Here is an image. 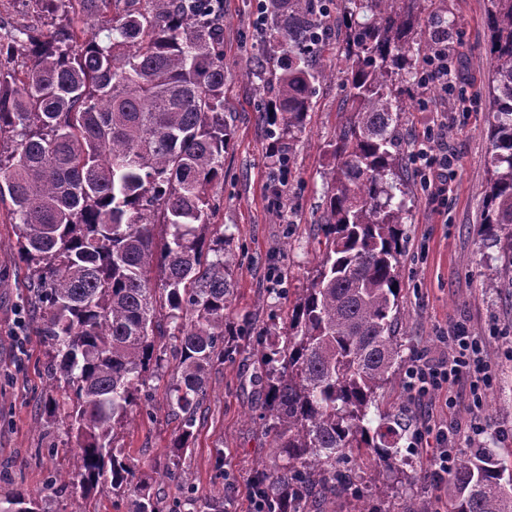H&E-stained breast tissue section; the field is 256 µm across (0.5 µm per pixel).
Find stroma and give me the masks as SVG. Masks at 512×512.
<instances>
[{
	"mask_svg": "<svg viewBox=\"0 0 512 512\" xmlns=\"http://www.w3.org/2000/svg\"><path fill=\"white\" fill-rule=\"evenodd\" d=\"M256 5L257 0H224V97L234 136L224 154V180L212 195L215 231L231 237L238 258L231 319L235 327L259 332L284 329L322 254L324 172L332 161L330 145L345 97L344 64L331 50L324 60L332 75L316 86L313 110L294 141L288 183L278 187L269 154L266 96L250 73ZM486 13L487 0H434L423 13V36L447 32L448 62L458 77L445 97L437 88L415 85L411 107L401 115L406 151L434 129L446 137L454 158L444 204L432 200L416 166L408 168L413 207L401 268L404 353L413 360L447 358L450 347L438 336L461 323L481 342L492 377L477 406L465 382L417 398L398 374L381 390V409L409 410L421 442L408 457L421 472L433 468L429 450L441 430L455 450L488 446L496 449L503 466L512 468V288L489 285L501 262L483 224L490 167ZM0 20L37 32L68 24L65 16L48 13L41 0L21 7L0 0ZM16 238L11 205L0 202V495L21 486L42 495L46 512H126L125 506H113L108 495L88 497L76 486L59 494L44 488L48 472L67 468L70 439L66 424L43 412L44 401L57 391L45 373L51 353L21 302L31 272L17 256ZM252 372L239 356L211 372L208 397L183 462L193 486L190 512H210L213 497L228 480L233 483L228 512H249L254 473L272 453L270 436L253 416ZM166 385V380H152L151 415H138L119 430L116 443L127 448L136 475L150 476L168 504L181 491L154 477L151 469L178 425L164 400ZM477 422L484 425L483 433L474 432Z\"/></svg>",
	"mask_w": 512,
	"mask_h": 512,
	"instance_id": "obj_1",
	"label": "stroma"
}]
</instances>
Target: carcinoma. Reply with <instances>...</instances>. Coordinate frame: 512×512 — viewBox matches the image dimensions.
<instances>
[{"mask_svg": "<svg viewBox=\"0 0 512 512\" xmlns=\"http://www.w3.org/2000/svg\"><path fill=\"white\" fill-rule=\"evenodd\" d=\"M124 2L120 15L114 3ZM145 7H140L141 2ZM68 27L0 33V201L10 199L17 252L32 269L22 292L53 348L52 380L74 439L70 469L45 485L79 484L126 501L127 512H184L133 473L115 445L131 408L148 409V383L171 370L166 402L179 420L157 474L182 486V467L215 366L241 353L254 365L259 419L273 454L253 478L267 512H310L318 498L351 496L353 512H428L410 497L433 472H411L402 413L369 417L406 363L398 339L399 268L406 252V156L401 86L416 74L425 0H341L345 102L321 232L325 251L298 296L288 329L233 330L228 309L236 254L207 237L210 191L224 178L233 130L224 112L221 0H44ZM328 0H267L252 75L271 93L272 156L288 169L316 84L329 76ZM490 121L485 230L512 269V0H488ZM493 448L456 458L449 512H512V472ZM393 475L375 494L364 461ZM0 512H43L15 489Z\"/></svg>", "mask_w": 512, "mask_h": 512, "instance_id": "1", "label": "carcinoma"}]
</instances>
